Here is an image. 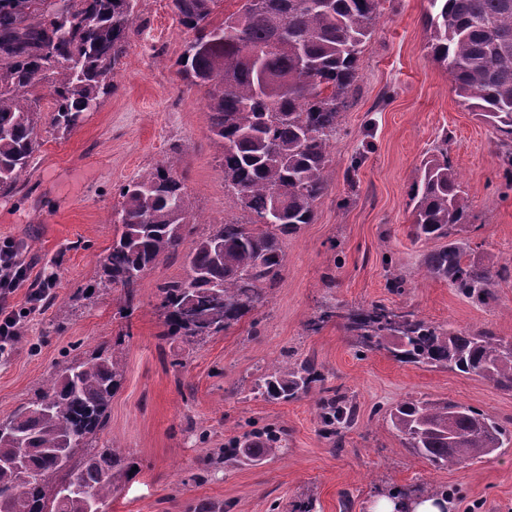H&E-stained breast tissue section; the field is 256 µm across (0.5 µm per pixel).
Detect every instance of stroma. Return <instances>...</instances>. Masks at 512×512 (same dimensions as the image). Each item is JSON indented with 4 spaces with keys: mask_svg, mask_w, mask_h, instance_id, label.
Returning a JSON list of instances; mask_svg holds the SVG:
<instances>
[{
    "mask_svg": "<svg viewBox=\"0 0 512 512\" xmlns=\"http://www.w3.org/2000/svg\"><path fill=\"white\" fill-rule=\"evenodd\" d=\"M427 0H381L361 58L358 89L331 149L329 190L313 223L282 241L285 266L268 302L193 350L162 340L160 286L186 277L182 254L211 225L238 213L210 140L203 90L175 62L193 35L172 0H138L137 33L109 76L111 91L67 135L42 126L40 145L15 190L0 194V242L12 241L29 282L57 276L45 309L25 315L0 355V420L31 399L64 362L106 346L125 366L96 447L130 452L133 478L106 512H372L376 484L445 486L448 512H512V447L472 464L435 469L404 448L384 413L406 400L452 399L512 430V392L476 376L397 360L344 328L342 316L373 303L452 330L512 337V276L486 303L426 277L410 187L425 155L445 146L467 193L475 258L512 265V190H506L492 126L458 97L433 60L423 23ZM174 158L197 221L179 248L145 275L123 316L119 290L100 283V259L117 234L118 188ZM403 277L397 294L388 273ZM330 320H323V313ZM314 359L329 387L353 396L358 421L333 444L320 432L314 397L268 401L252 392L266 368ZM280 431L278 455L229 463L223 448L247 430Z\"/></svg>",
    "mask_w": 512,
    "mask_h": 512,
    "instance_id": "stroma-1",
    "label": "stroma"
}]
</instances>
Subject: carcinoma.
Here are the masks:
<instances>
[{
	"label": "carcinoma",
	"instance_id": "carcinoma-1",
	"mask_svg": "<svg viewBox=\"0 0 512 512\" xmlns=\"http://www.w3.org/2000/svg\"><path fill=\"white\" fill-rule=\"evenodd\" d=\"M222 0H173L179 22L199 49L176 61L189 86L204 90L210 139L220 151L224 184L241 216L212 225L186 259L187 276L158 288L163 340L192 348L267 301L284 267L282 238L315 218L327 194L330 147L341 108L356 86L360 58L374 34L381 0H239L232 28L211 15ZM137 0H0V192H12L39 147L38 90L54 100L48 124L69 133L97 108L106 80L135 32ZM428 48L443 64L457 95L499 136L505 179L512 183V0H428ZM120 227L102 260L104 286L121 290L133 309L145 273L177 254L196 205L177 163L157 164L119 189ZM410 236L445 240L424 255L426 273L448 281L473 302L490 298L507 264L469 259L458 237L469 205L448 149L425 160L411 189ZM368 347L386 333L400 342L395 356L480 377L512 391V339L489 329L450 332L411 314L373 304L348 316ZM112 350L62 366L35 398L0 426V512H105L134 458L120 448H91L107 424L112 394L124 376ZM267 400L313 390L322 432L337 436L357 420L353 397L329 388L313 360L285 362L255 383ZM404 446L431 466L481 460L512 444V431L489 414L451 400L404 401L387 412ZM282 437L246 433L224 446L274 456ZM26 450L19 465L11 461ZM378 492L448 499L444 488L389 485Z\"/></svg>",
	"mask_w": 512,
	"mask_h": 512
}]
</instances>
